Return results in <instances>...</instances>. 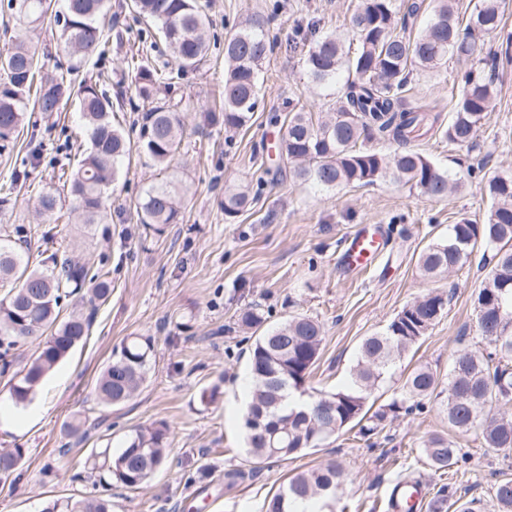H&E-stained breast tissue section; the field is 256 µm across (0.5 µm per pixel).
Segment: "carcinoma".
<instances>
[{
	"mask_svg": "<svg viewBox=\"0 0 512 512\" xmlns=\"http://www.w3.org/2000/svg\"><path fill=\"white\" fill-rule=\"evenodd\" d=\"M502 0H480L466 26L456 18L455 0H438L437 6L417 33L415 20L423 9L419 0H358L351 16L352 36L359 47L346 51L342 37L322 32L313 25L296 27L300 40L310 43L305 57L308 77L318 85L336 83L346 73L336 109L314 119L302 109L288 112V125L279 144L282 159L292 164L293 177L326 188L370 184L391 176L430 198L440 199L453 188L448 173L440 170L411 141L437 124L439 116L422 105H410L404 96L410 72L419 68L437 72L455 59L469 64L463 86L445 136L458 146L473 144L478 129L491 112L495 98L492 75L480 67L485 39L501 37ZM126 7L136 17L153 23L161 33L175 66L158 68L145 60L133 66L137 95L151 104L140 113L138 147L167 168L184 136L179 103L160 101L208 56L210 21L199 0H129ZM19 20L37 26L47 12L46 0H9ZM108 0H68V17L61 33L71 64L66 72L48 74L35 81V51L24 41L0 53V152L9 149L29 104L51 114L61 102L76 97L91 148L78 170L64 181L73 209L85 224H102L107 217L105 190L119 173V162L131 144L112 123L113 102L107 87L112 73L101 68L95 79L74 86L67 74L80 69L94 56H102ZM266 20L252 16L224 39V91L218 107L204 108L212 124L224 130H239L250 122L259 104L262 61L271 50ZM387 140L399 146L390 154L365 149L363 140ZM492 201L482 224L462 221L452 225L448 238L437 240L420 252L418 266L427 279L463 267L475 249L492 252L485 280L477 294V328L485 348L463 350L453 360L448 387L440 388L436 374L426 366L410 370L400 393L379 406L370 401L385 373L416 345L441 319L448 306V293L431 288L406 304L386 330L365 337L349 387L331 393L308 392V382L323 342L322 325L306 316H295L263 328L264 314L247 309L237 315L236 325L253 334L250 351L252 389L245 418V466L234 476L259 472L267 460H288L306 449L318 447L344 429H357V436L371 439L385 423L401 413L425 407L424 400H441L448 424L460 435L478 433L487 448L512 450V417L497 410L499 402H512L503 385L512 388V173L498 175L487 183ZM253 202L249 190L224 194V215L231 218ZM41 213L51 216L60 203L47 190L39 196ZM182 199L177 184L163 181L150 186L137 206L139 221L156 232L179 223ZM17 239L0 242V282L13 281L0 296V371L13 366L11 351L20 341L40 340L38 356L14 374L9 390L18 408L26 407L46 374L64 360L88 336L92 313L112 295L108 273L93 270L68 254L54 250L42 267L29 268L25 229H15ZM87 290L89 312L76 311L60 319L62 302ZM153 353L149 337L135 336L113 350L112 358L96 381L98 401L106 407L131 401L146 382ZM308 396L307 408L285 407L287 392ZM170 430L164 423L134 430L117 452L106 445L93 463L98 483L128 490L147 487L151 475L167 458ZM422 452L434 471L458 464L461 449L442 437L432 436ZM25 449L0 450V482L12 479ZM347 484L343 467L330 461L289 477L270 498L265 512H292L296 503L336 500ZM492 512H512V480L499 483L492 496ZM42 512H112V503L98 497H62L49 502Z\"/></svg>",
	"mask_w": 512,
	"mask_h": 512,
	"instance_id": "carcinoma-1",
	"label": "carcinoma"
}]
</instances>
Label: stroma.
<instances>
[{"instance_id":"35a3bbf8","label":"stroma","mask_w":512,"mask_h":512,"mask_svg":"<svg viewBox=\"0 0 512 512\" xmlns=\"http://www.w3.org/2000/svg\"><path fill=\"white\" fill-rule=\"evenodd\" d=\"M0 0V51L26 41L52 70L64 60L53 14L65 0H51V17L33 29L20 22ZM112 32L97 66L112 72V100L122 104L126 120L146 111L132 84L128 62L140 46L144 23L111 0ZM211 33L224 39L246 17L269 20L274 41L262 64L260 104L250 123L237 132L208 124L203 105L217 97L224 82V53L213 49L209 61L189 73L173 99L184 102L187 135L180 155L160 169L143 153H132L121 167L112 197V221L89 226L63 199L54 216L36 212L42 190L58 188V169L76 171L88 138H74L79 115L74 102L45 115L27 108L12 150L0 153V182L18 177L14 204L0 208V239L14 238L17 225L32 230L30 265H39L40 247L73 250L91 267L106 265L112 296L99 307L89 335L44 378L31 403L28 420H15L9 398L11 374L0 375V448L21 446L24 460L15 482L0 483V512H42L52 499L93 494L92 479L77 480L92 450L120 446L132 430L166 423L170 453L166 466L141 492L107 491L112 512H264L285 475L328 461L349 472V512H390L392 488L403 479L420 481L428 494L447 487L461 502L490 504L495 486L512 479V452L483 447L476 435L458 436L439 404L398 419L373 443L347 436L327 441L288 461H271L253 477L226 485L224 475L244 456L243 417L248 401L250 345L234 329L236 315L260 306L268 325L306 315L324 328L319 359L310 377L315 390L332 392L349 385L361 341L382 332L407 303L430 288L450 294L441 320L386 374L380 391L392 397L404 373L424 365L440 383L463 349L482 347L474 300L484 277L473 263L434 280L422 276L417 260L431 240L447 237L464 220L484 223L490 200L486 181L512 172V64L494 73L495 107L480 127L472 148L450 143L442 131L459 98L461 66L449 61L440 75L413 70L405 95L440 113L442 125L416 140L423 152L461 183L447 197L432 199L419 190L384 177L370 185L328 189L283 171L278 154L288 102L311 112H329L340 90L313 84L306 73V42L296 26L315 21L324 31L349 26L357 0H207ZM265 178L261 197L236 217L224 215L227 191ZM182 189L185 213L176 224L154 232L139 224L136 205L144 191L164 180ZM365 224L382 225L387 246L359 275H343L336 264L343 239ZM129 336H148L153 356L148 381L126 405L99 404L95 381L114 347ZM219 390L208 406L201 390ZM85 419V434L69 435L72 417ZM433 435L458 442L466 459L446 472L431 470L421 448Z\"/></svg>"}]
</instances>
